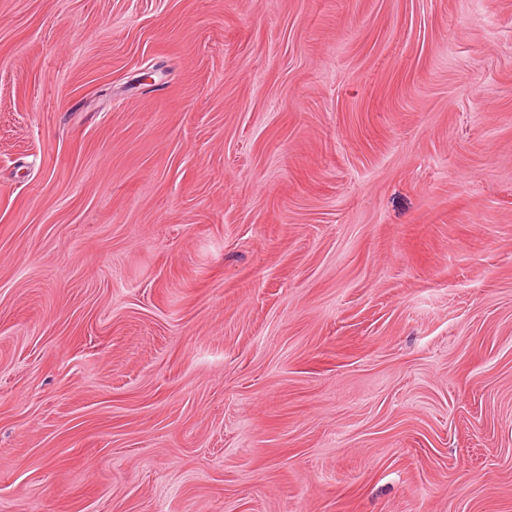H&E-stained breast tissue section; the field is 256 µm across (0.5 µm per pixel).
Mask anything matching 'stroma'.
Masks as SVG:
<instances>
[{
    "mask_svg": "<svg viewBox=\"0 0 512 512\" xmlns=\"http://www.w3.org/2000/svg\"><path fill=\"white\" fill-rule=\"evenodd\" d=\"M0 512H512V0H0Z\"/></svg>",
    "mask_w": 512,
    "mask_h": 512,
    "instance_id": "35a3bbf8",
    "label": "stroma"
}]
</instances>
